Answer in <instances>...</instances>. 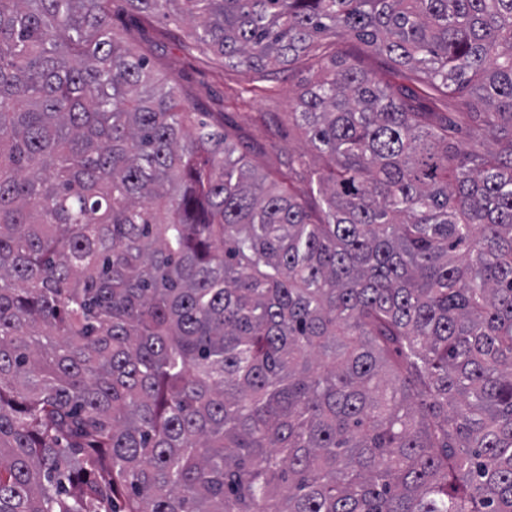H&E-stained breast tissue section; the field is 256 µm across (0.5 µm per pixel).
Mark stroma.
<instances>
[{
    "instance_id": "obj_1",
    "label": "stroma",
    "mask_w": 512,
    "mask_h": 512,
    "mask_svg": "<svg viewBox=\"0 0 512 512\" xmlns=\"http://www.w3.org/2000/svg\"><path fill=\"white\" fill-rule=\"evenodd\" d=\"M112 22L120 37L148 53L158 73L176 82L184 103L223 120L225 133L247 150L259 171L283 168L289 154H305L310 166L296 176L295 185L306 192L309 208H316L308 180L311 169L324 161L311 153L305 134L289 117L311 67L298 63L247 74L224 67L213 55L184 51L179 45L184 31L174 24L140 22L125 0H114Z\"/></svg>"
}]
</instances>
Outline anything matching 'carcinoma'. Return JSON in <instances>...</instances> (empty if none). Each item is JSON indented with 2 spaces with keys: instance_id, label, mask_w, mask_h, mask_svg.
<instances>
[{
  "instance_id": "obj_1",
  "label": "carcinoma",
  "mask_w": 512,
  "mask_h": 512,
  "mask_svg": "<svg viewBox=\"0 0 512 512\" xmlns=\"http://www.w3.org/2000/svg\"><path fill=\"white\" fill-rule=\"evenodd\" d=\"M126 3L315 60L322 205L112 0H0V512H512V0ZM332 52L341 56H357L361 58L363 65L368 70L374 72L377 76L390 79L393 82H401L402 72L390 73V65L385 61L374 57L366 52L364 44L357 37L350 33L336 40V46H332Z\"/></svg>"
}]
</instances>
